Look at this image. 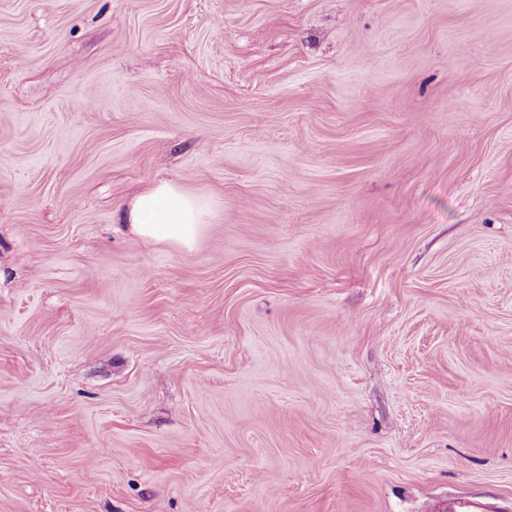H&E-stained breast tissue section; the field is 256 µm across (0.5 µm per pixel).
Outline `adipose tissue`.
I'll return each instance as SVG.
<instances>
[{
    "label": "adipose tissue",
    "instance_id": "1",
    "mask_svg": "<svg viewBox=\"0 0 512 512\" xmlns=\"http://www.w3.org/2000/svg\"><path fill=\"white\" fill-rule=\"evenodd\" d=\"M221 210L213 197L158 180L133 199L126 218L133 234L190 249Z\"/></svg>",
    "mask_w": 512,
    "mask_h": 512
}]
</instances>
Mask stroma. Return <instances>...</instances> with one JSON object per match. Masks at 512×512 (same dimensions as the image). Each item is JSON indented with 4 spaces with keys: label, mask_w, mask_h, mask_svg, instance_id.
Masks as SVG:
<instances>
[{
    "label": "stroma",
    "mask_w": 512,
    "mask_h": 512,
    "mask_svg": "<svg viewBox=\"0 0 512 512\" xmlns=\"http://www.w3.org/2000/svg\"><path fill=\"white\" fill-rule=\"evenodd\" d=\"M451 502L512 512V0H0V512ZM220 210L213 197L161 179L133 199L126 218L130 231L143 239L192 249Z\"/></svg>",
    "instance_id": "1"
}]
</instances>
